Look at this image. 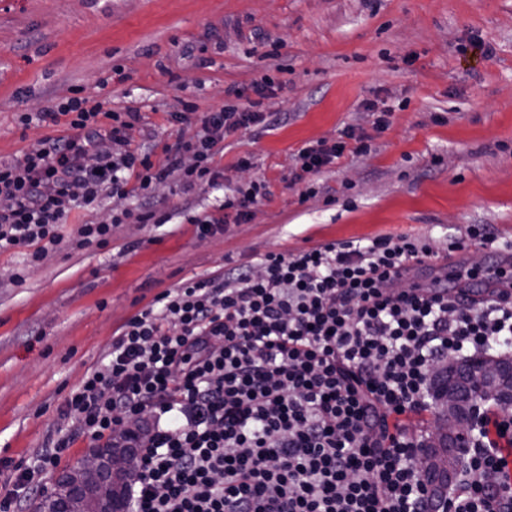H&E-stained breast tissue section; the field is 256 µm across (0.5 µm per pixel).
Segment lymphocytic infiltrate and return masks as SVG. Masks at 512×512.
Masks as SVG:
<instances>
[{
	"mask_svg": "<svg viewBox=\"0 0 512 512\" xmlns=\"http://www.w3.org/2000/svg\"><path fill=\"white\" fill-rule=\"evenodd\" d=\"M272 89L261 78L245 103L207 113L159 166L133 145L136 111L76 93L22 113L23 126L62 123L68 133L0 164V254L41 262L62 243L69 213L105 193L145 196L172 177L187 191L215 185L220 143L264 121ZM349 148L369 145L349 129L302 148L297 178ZM267 195L261 181L238 187L225 216L195 219L197 236L223 233ZM150 219L124 208L72 235L103 246L118 225ZM436 256L424 238L382 235L270 252L166 289L70 390L45 447L8 464L0 512H18L36 475L84 439L137 449L133 512H431L416 465L424 439L406 421L428 411L439 362L512 345L511 293L479 301L463 288L404 286L403 267ZM482 428L452 512H512V465L500 451L512 421L487 415Z\"/></svg>",
	"mask_w": 512,
	"mask_h": 512,
	"instance_id": "f902f5d3",
	"label": "lymphocytic infiltrate"
}]
</instances>
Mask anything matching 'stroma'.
<instances>
[{"label":"stroma","instance_id":"1","mask_svg":"<svg viewBox=\"0 0 512 512\" xmlns=\"http://www.w3.org/2000/svg\"><path fill=\"white\" fill-rule=\"evenodd\" d=\"M264 75L276 86L267 122L225 137L216 186L186 192L172 179L68 217L90 224L123 205L166 223L120 225L100 248L67 238L29 267L0 254V459L44 447L116 330L185 279L385 234L442 249L465 224L512 241V0H0V163L64 133L22 127L21 113L81 88L138 111L133 140L158 165L228 88ZM377 98L394 105L379 132L364 107ZM188 104L190 122L169 124ZM348 127L371 134L369 153L297 179L295 154ZM252 180L270 194L249 219L198 238L192 218L222 216Z\"/></svg>","mask_w":512,"mask_h":512}]
</instances>
